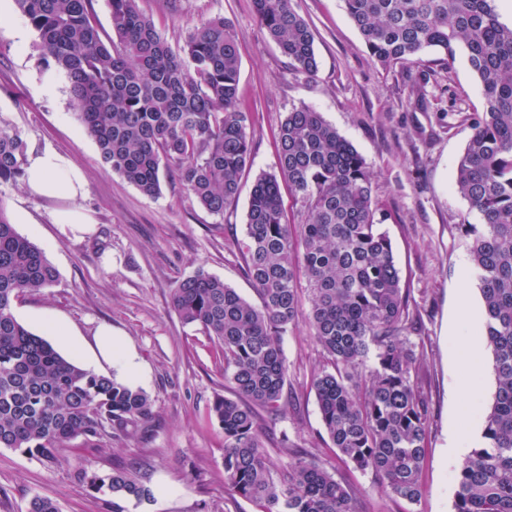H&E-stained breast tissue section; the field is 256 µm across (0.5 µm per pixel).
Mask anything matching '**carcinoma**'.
Here are the masks:
<instances>
[{
    "label": "carcinoma",
    "instance_id": "1",
    "mask_svg": "<svg viewBox=\"0 0 512 512\" xmlns=\"http://www.w3.org/2000/svg\"><path fill=\"white\" fill-rule=\"evenodd\" d=\"M37 33L44 66L69 84L72 106L101 163L156 197L171 171L209 213L224 216L252 166L250 112L239 95V41L218 15L171 45L138 0H106L104 39L93 0H14ZM257 23L296 74L318 71L314 35L292 0H255ZM372 62L385 70L419 63L428 48L453 62L464 46L484 98L466 116L471 136L455 190L477 224L471 262L485 311L495 391L480 415L481 441L454 474V512H512V25L494 0H344ZM277 172L252 187L237 242L259 304L198 269L173 288V310L198 324L224 358L232 396L211 418L224 433V490L261 512H367L352 486L300 451L283 468L270 458L257 420H275L288 368L283 337L305 318L327 367L312 379L323 428L344 464L369 471L391 499L419 501L429 405L418 355L401 334L408 295L376 219L373 175L355 147L313 108H292L275 136ZM25 143L0 124V184L24 173ZM304 219H285L282 189ZM57 280L42 249L18 233L0 205V448L58 466L81 438L99 447L114 435L150 432L152 400L141 388L82 368L24 326L13 304ZM307 295L308 311L302 309ZM75 480L120 501H154L126 469L86 465ZM27 512H59L35 496Z\"/></svg>",
    "mask_w": 512,
    "mask_h": 512
}]
</instances>
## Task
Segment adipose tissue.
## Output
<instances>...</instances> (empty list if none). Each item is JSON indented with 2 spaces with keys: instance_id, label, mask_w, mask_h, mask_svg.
<instances>
[{
  "instance_id": "ef3b65f1",
  "label": "adipose tissue",
  "mask_w": 512,
  "mask_h": 512,
  "mask_svg": "<svg viewBox=\"0 0 512 512\" xmlns=\"http://www.w3.org/2000/svg\"><path fill=\"white\" fill-rule=\"evenodd\" d=\"M23 182L28 195L73 201L83 194L86 179L83 170L70 156L46 147L27 154ZM458 324V331L452 338L458 363L456 389L463 402L467 403L476 394L474 375L481 365L482 344L478 316L469 300L460 302ZM74 351L86 357L94 368L116 369L118 380H131L139 373L135 356L122 346L109 325L97 328L93 345L78 344Z\"/></svg>"
}]
</instances>
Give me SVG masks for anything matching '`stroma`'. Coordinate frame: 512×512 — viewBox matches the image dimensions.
<instances>
[{
    "mask_svg": "<svg viewBox=\"0 0 512 512\" xmlns=\"http://www.w3.org/2000/svg\"><path fill=\"white\" fill-rule=\"evenodd\" d=\"M139 6L173 43L216 15L239 35V90L251 114L254 162L241 179L236 205L224 216L201 208L178 176H170L160 196L150 198L103 167L65 81L56 79L52 90L44 89L47 73L27 19L12 2L0 12V119L27 147L52 146L81 166L87 192L78 204L96 222L93 236L61 237L54 221L67 201L29 197L19 184L0 186V204L15 229L37 244L58 272L50 288L15 301L13 312L39 335L46 315H60L88 341L99 323H111L135 352L142 370L136 384L153 402L151 438L115 437L102 448L75 440L66 449L72 464L86 461L102 473L123 467L146 480L156 492L154 501L126 502V512H260L255 503L224 492V435L210 416L215 396L230 393L224 359L200 326L181 322L170 295L177 281L201 268L256 302L234 243L244 237L256 178L277 170L279 125L292 107L306 104L355 146L372 172L382 228L419 319L404 336L419 356L430 408L422 497L415 503L385 498L370 473L338 464L312 388L325 360L303 322L283 340L289 401L266 432L271 458L284 465L289 450H307L335 467L369 512H453L457 465L445 448L458 412L450 334L460 288H468L475 309L483 307L471 267L472 239L461 229L474 216L453 188L471 135L464 116L483 108L466 50L457 47L450 62L443 52L428 49L417 66L386 71L369 58L343 0H293L314 33L319 68L307 77L289 69L287 58L259 28L253 0H181L180 11L173 13L163 0H140ZM20 28L28 32L26 41L13 36ZM421 78L423 110L415 108L412 93ZM36 495L56 500L60 512H112L111 495L76 482L70 467L0 448V512H27Z\"/></svg>",
    "mask_w": 512,
    "mask_h": 512,
    "instance_id": "1",
    "label": "stroma"
}]
</instances>
